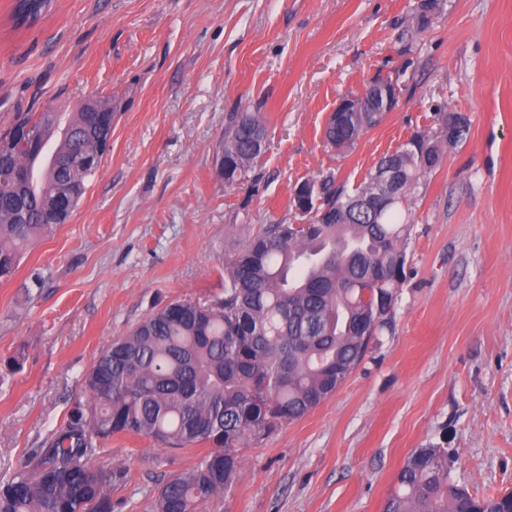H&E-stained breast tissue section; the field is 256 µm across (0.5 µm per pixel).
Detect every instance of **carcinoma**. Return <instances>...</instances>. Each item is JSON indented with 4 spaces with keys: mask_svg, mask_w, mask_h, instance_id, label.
Wrapping results in <instances>:
<instances>
[{
    "mask_svg": "<svg viewBox=\"0 0 512 512\" xmlns=\"http://www.w3.org/2000/svg\"><path fill=\"white\" fill-rule=\"evenodd\" d=\"M51 0H15L32 26ZM384 112H338L324 135L344 151ZM258 112H231L220 155L240 182L262 155ZM112 137V97L67 111L27 112L0 135V280L24 252L65 223L96 175ZM442 159L416 135L383 156L353 191L322 177L324 215L268 224L224 271V298L171 301L102 352L85 377L86 401L47 437L24 468L0 483V512H112L110 487L126 471L94 470L114 435L163 448L209 451L159 489L156 512H203L237 482L240 449L317 408L363 360L372 334L390 326L406 262L403 204ZM395 172V200L377 204L376 178ZM383 512H512V492L474 497L451 481L448 449H415Z\"/></svg>",
    "mask_w": 512,
    "mask_h": 512,
    "instance_id": "1",
    "label": "carcinoma"
}]
</instances>
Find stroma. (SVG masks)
I'll use <instances>...</instances> for the list:
<instances>
[{
	"instance_id": "1",
	"label": "stroma",
	"mask_w": 512,
	"mask_h": 512,
	"mask_svg": "<svg viewBox=\"0 0 512 512\" xmlns=\"http://www.w3.org/2000/svg\"><path fill=\"white\" fill-rule=\"evenodd\" d=\"M0 0V131L21 112L112 99L111 148L70 221L0 282V482L86 399L113 340L172 300L224 295V268L267 224H297L294 187H357L442 115L457 146L408 200L405 279L389 330L303 418L242 448L235 488L205 512H382L408 456L447 448L478 497L512 491V0H52L17 26ZM399 107L356 145L326 118L376 76ZM267 137L246 180L216 177L228 112ZM118 435L91 460L124 468L114 512H153L204 453Z\"/></svg>"
}]
</instances>
